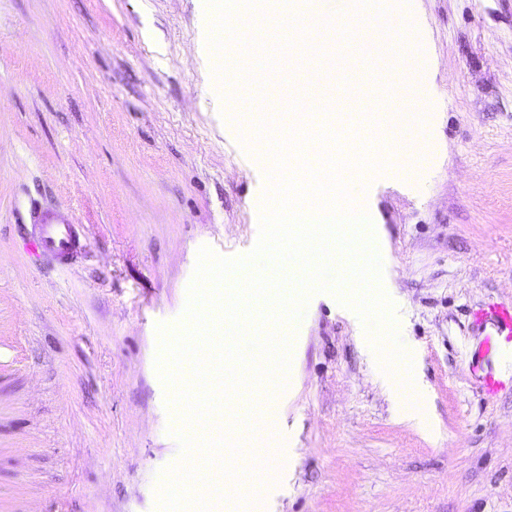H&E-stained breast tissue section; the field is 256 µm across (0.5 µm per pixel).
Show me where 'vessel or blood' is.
Returning <instances> with one entry per match:
<instances>
[{"label": "vessel or blood", "mask_w": 512, "mask_h": 512, "mask_svg": "<svg viewBox=\"0 0 512 512\" xmlns=\"http://www.w3.org/2000/svg\"><path fill=\"white\" fill-rule=\"evenodd\" d=\"M28 215L36 248L50 261L60 265L69 264L80 247L78 224L68 215L35 203L30 205ZM477 323L481 326L491 325L493 331L486 335L473 353L471 363L475 366L497 350L499 333L507 330L512 332V306L488 305L487 309L479 312Z\"/></svg>", "instance_id": "1"}]
</instances>
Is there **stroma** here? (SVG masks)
<instances>
[{"label":"stroma","mask_w":512,"mask_h":512,"mask_svg":"<svg viewBox=\"0 0 512 512\" xmlns=\"http://www.w3.org/2000/svg\"><path fill=\"white\" fill-rule=\"evenodd\" d=\"M206 0H0V512H159L179 462V407L157 373L158 325L186 307L201 247L249 253L272 169L229 100L262 99L279 129L316 118L303 70L215 68ZM310 13L276 22L335 49ZM424 59L426 149L413 173L380 167L359 187L378 224L385 293L410 368L384 373L331 294L287 332L275 394L234 396L239 479L216 467L213 512H512V341L486 398L465 360L473 320L512 301V0H413ZM69 213L82 249L66 266L29 247L30 202Z\"/></svg>","instance_id":"1"}]
</instances>
